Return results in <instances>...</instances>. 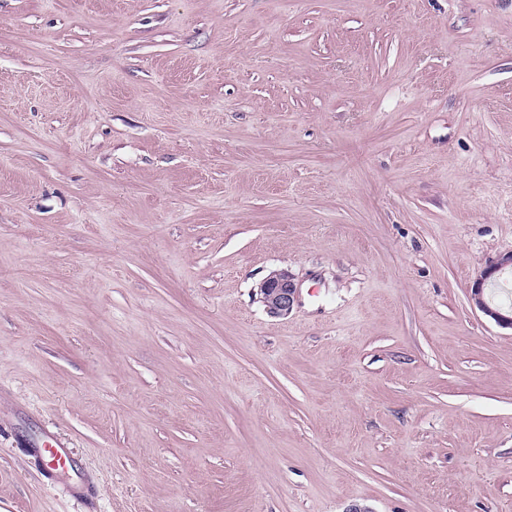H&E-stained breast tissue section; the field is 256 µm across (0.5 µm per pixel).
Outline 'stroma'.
Instances as JSON below:
<instances>
[{
    "label": "stroma",
    "mask_w": 512,
    "mask_h": 512,
    "mask_svg": "<svg viewBox=\"0 0 512 512\" xmlns=\"http://www.w3.org/2000/svg\"><path fill=\"white\" fill-rule=\"evenodd\" d=\"M510 251L512 0H0V512H512ZM512 270V252L500 255L477 278L470 290V299L474 307L492 318L498 325L512 329V308L495 306L486 300V289L496 284L495 275H502ZM492 279V281H491ZM490 283V284H489ZM260 301L273 316L288 315L298 297V288L286 271H272L258 286ZM52 442L39 448H30L29 452L39 455L42 461L47 460L49 472L67 476L72 465V450L57 438H53Z\"/></svg>",
    "instance_id": "1"
}]
</instances>
